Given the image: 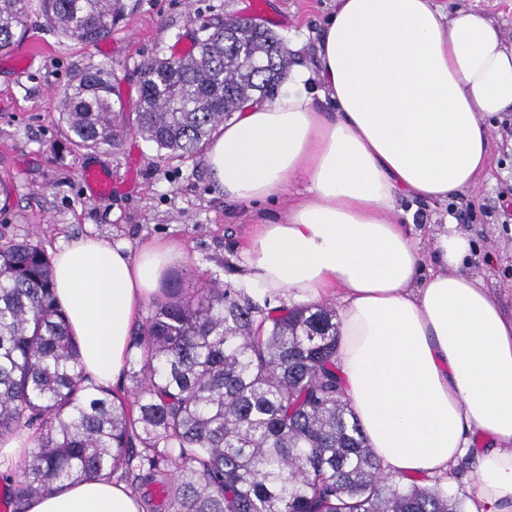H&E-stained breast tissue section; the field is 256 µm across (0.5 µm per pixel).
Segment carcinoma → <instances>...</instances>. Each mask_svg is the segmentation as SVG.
<instances>
[{"mask_svg": "<svg viewBox=\"0 0 512 512\" xmlns=\"http://www.w3.org/2000/svg\"><path fill=\"white\" fill-rule=\"evenodd\" d=\"M60 35L98 43L128 0H39ZM29 0H0V54L27 34ZM292 61L251 18L205 22L191 49L145 62L133 111L103 65L59 92L71 150L138 135L173 156L258 98H273ZM340 322L326 303L290 307L215 281H176L134 329L133 402L84 376L54 291L52 261L28 239L0 236V436L43 429L13 512L70 483L105 477L144 512H464L465 496L382 474L345 398Z\"/></svg>", "mask_w": 512, "mask_h": 512, "instance_id": "cac0c4a2", "label": "carcinoma"}]
</instances>
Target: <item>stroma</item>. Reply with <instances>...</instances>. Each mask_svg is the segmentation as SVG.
I'll return each mask as SVG.
<instances>
[{
    "label": "stroma",
    "mask_w": 512,
    "mask_h": 512,
    "mask_svg": "<svg viewBox=\"0 0 512 512\" xmlns=\"http://www.w3.org/2000/svg\"><path fill=\"white\" fill-rule=\"evenodd\" d=\"M136 0L135 7L101 44L61 37L43 19L29 17L23 49L0 56V178L10 183V200L0 208V236L29 239L47 254L80 235L126 244L131 254L159 239L183 250L164 281L184 287L215 280L234 288L245 281L244 249L254 225L279 224L289 206L307 195L296 183L280 196L231 204L210 180L203 154L176 157L137 136L118 148L72 152L54 120L57 94L89 65L112 69L122 98L135 102L140 69L154 56L189 45L196 25L218 17H257L290 46L300 66H312L320 24L335 0ZM491 156L477 188L445 203L414 204L411 233L425 256L435 252L444 217L454 213L458 232L475 243L472 272L512 309V114L491 121ZM87 167L112 177V192L92 195L81 180Z\"/></svg>",
    "instance_id": "stroma-1"
}]
</instances>
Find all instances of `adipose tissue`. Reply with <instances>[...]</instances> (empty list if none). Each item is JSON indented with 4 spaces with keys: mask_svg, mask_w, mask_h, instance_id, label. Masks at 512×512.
Listing matches in <instances>:
<instances>
[{
    "mask_svg": "<svg viewBox=\"0 0 512 512\" xmlns=\"http://www.w3.org/2000/svg\"><path fill=\"white\" fill-rule=\"evenodd\" d=\"M502 112H512V46L493 19L435 0H336L316 70L289 71L279 97L248 104L205 151L230 202L306 184L287 221L257 225L248 278L297 302L342 299L345 395L385 475L449 477L473 434L486 437L472 451L469 512H512V315L468 273L470 238L438 233L425 261L396 202L476 189L488 120ZM181 257L174 242L149 241L133 258L96 236L56 253L55 294L96 384L121 377L134 317ZM26 512L141 507L125 485L96 478Z\"/></svg>",
    "mask_w": 512,
    "mask_h": 512,
    "instance_id": "ef3b65f1",
    "label": "adipose tissue"
}]
</instances>
